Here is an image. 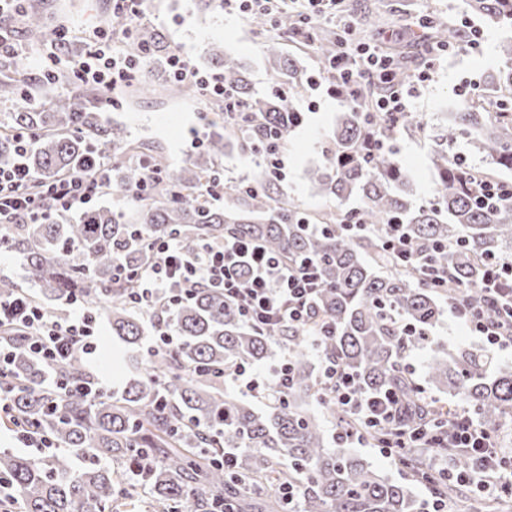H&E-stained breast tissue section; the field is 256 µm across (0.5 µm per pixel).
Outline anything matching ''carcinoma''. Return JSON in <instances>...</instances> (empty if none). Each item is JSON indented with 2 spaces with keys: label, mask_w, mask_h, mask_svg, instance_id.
Returning <instances> with one entry per match:
<instances>
[{
  "label": "carcinoma",
  "mask_w": 512,
  "mask_h": 512,
  "mask_svg": "<svg viewBox=\"0 0 512 512\" xmlns=\"http://www.w3.org/2000/svg\"><path fill=\"white\" fill-rule=\"evenodd\" d=\"M471 11L492 23H512V0H467ZM20 22L29 34L46 36L44 17L24 12ZM432 40L455 45L462 40L454 26L441 20L429 27ZM306 48L322 60L337 50L334 31L304 37ZM142 45L148 48L152 71L168 69L170 49L155 30ZM272 69L273 83L263 95L252 88L240 61L212 44L209 64L224 74L234 89L240 124H212L206 147L194 161L175 166L147 141L131 138L126 126L102 118L97 106L81 98L79 86L55 68L36 84L18 64L4 66L0 100L21 101L9 113L0 133V167L25 162L42 180L73 173L112 148V194L136 210L135 223L157 236H174L185 243L211 242L226 237L253 238L290 262L318 260L322 286L312 301V319L304 325L260 331L249 326L224 296L211 289L173 307L171 323L181 345L147 359L143 371L119 398L83 396L52 390L44 379L80 383L89 369L80 357L51 365L17 355L0 376V391L9 400L4 423L89 458L81 470L69 456L55 454L43 460L0 452V479L11 486L15 500H5L11 512H130L137 491L124 488L123 472L113 468L149 464L141 479L154 493L156 512H212L225 500L235 512H419L408 489L379 474L356 452L344 448L342 435L361 434L372 445L387 435L365 427L336 405L320 384L319 370L309 361V348L330 357L352 373L363 393L395 391L400 397L401 424L419 427L440 422L452 425L451 405L420 399V383L406 368L405 358L430 342L439 301L457 298L467 286L472 301L482 294V259L512 256V204L479 207L465 182L490 169L475 167L469 157L451 148L465 142L497 168L512 170V96H499L487 105L473 103L449 113L440 134L443 144L434 155L437 172L433 200L416 204L408 178L389 151L373 156L356 150L368 134L386 128L379 113L368 105L344 113L336 125L333 143L321 166L311 171L318 189L344 202L360 200L357 221L363 231H345L348 209L307 214L297 203L274 196L276 182L264 174L245 191L239 183L224 184L222 204L197 194L198 188L224 178L219 165L227 149L242 150L260 142L266 127L288 131L285 120L294 111L282 93L292 99L305 88V71L298 61L280 51V42H262ZM172 98H195L196 89L170 79L162 85ZM39 135L19 156L15 131ZM160 167L162 181L149 197L138 200L132 191L143 177L141 161ZM48 218L38 224H0V246L21 258L29 281L38 287L36 298L52 315L63 316L58 303L68 295L91 301L103 311L112 335L138 344L146 338L144 313L130 298L138 288L130 277L116 281L112 261L131 267L141 264L145 249L135 227L107 206L83 212L63 222L50 199L43 200ZM407 225L420 244L441 243L437 255L454 278L443 287L424 281L422 254L416 263L395 260L384 246L382 225L391 218ZM416 330L406 336L402 327ZM288 346L292 380L282 401L257 410L224 390V367L253 366L270 359L275 348ZM492 357L485 351L457 350L434 356L426 370L427 383L463 402L478 422L498 432L512 420V369L486 375ZM306 399L327 406L338 428L336 447H328L320 423L303 406ZM239 453L235 472L224 471V449ZM400 468L428 485L432 494L454 507L465 496L458 484L429 474V458L438 453L452 466L466 464L462 448H404ZM298 489L292 505L279 493L283 485Z\"/></svg>",
  "instance_id": "obj_1"
}]
</instances>
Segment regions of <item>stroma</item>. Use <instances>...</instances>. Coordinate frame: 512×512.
<instances>
[{"label": "stroma", "instance_id": "1", "mask_svg": "<svg viewBox=\"0 0 512 512\" xmlns=\"http://www.w3.org/2000/svg\"><path fill=\"white\" fill-rule=\"evenodd\" d=\"M355 4L368 7L382 6L386 13L385 31L394 40L406 42L407 37L395 30L403 18L426 11L443 13L453 22L472 21L483 31L480 54L453 53L435 67L430 82L421 89L414 101L412 116L421 120L425 132L405 128L391 143L395 160L405 170L418 202L429 201L433 196L436 172L432 157L438 147L440 126L446 125L449 112L463 105L458 93L467 80L486 82L490 73L505 66L498 47L512 38V24L489 25L472 13L467 0H354ZM27 8L43 12L50 17H61L74 30L91 29L93 22L104 20L112 14V0H25ZM148 26L159 31L167 45L189 58L198 69H207L206 51L211 44H222L226 53L243 60L248 66V77L259 92L270 86V65L249 20L217 11L200 10L195 0H148L146 4ZM90 94L99 105L103 118L124 124L132 137L158 144L171 163L183 165L198 155L192 148L194 134H207L218 115L198 100L168 101L163 93L154 98H131L125 101L108 99L98 89ZM317 99L316 108H309L310 99ZM293 106L303 112V123L288 135L286 165L288 176L279 183L284 194L295 198L303 209L319 212L336 206L337 200L322 195L312 183L309 172L322 160L336 124L348 105L323 96L316 97L311 89H304ZM103 348L89 369L96 375L108 378L113 389L124 390L128 382L140 373L145 346H132L113 336L109 324H102ZM431 336L434 347L411 352L407 361L416 378H423L434 348L455 350L479 349L478 337L472 336L467 327L453 319L448 311H441Z\"/></svg>", "mask_w": 512, "mask_h": 512}]
</instances>
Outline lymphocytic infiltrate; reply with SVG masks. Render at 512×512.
I'll return each mask as SVG.
<instances>
[{"label":"lymphocytic infiltrate","instance_id":"obj_1","mask_svg":"<svg viewBox=\"0 0 512 512\" xmlns=\"http://www.w3.org/2000/svg\"><path fill=\"white\" fill-rule=\"evenodd\" d=\"M448 53L446 46L428 45L422 68L401 84L396 80L395 60L385 45L356 42L346 36L336 54L309 74L307 84L311 90L345 103L371 96L373 111L385 114L392 126L398 127L410 118L416 92ZM145 63V55L122 54L98 44L73 61L70 70L79 81L110 91L136 77ZM169 64L174 78L193 85L204 105H226L233 98L222 73L200 71L178 53L170 55ZM109 184L110 170L102 162L45 185L25 164L0 169V224L40 221L45 216L40 199L45 195L52 199L57 212L89 210ZM147 249L148 262L134 272H127L119 260L114 268L116 279L131 274L141 283L134 303L150 314L154 333L148 351L152 354L180 341L172 323L164 318V310L194 299L199 289L222 290L225 301L235 306L246 323L274 329L307 323L311 298L321 285L316 260L292 265L247 239L186 244L172 237L154 236ZM480 288V302L458 298L449 302L450 314L481 338L486 351L512 345V260L485 264ZM65 305L68 315L62 319L37 305L26 292L0 302V369L20 348L47 361L72 356L88 362L95 359L102 346L98 310L74 295L66 298ZM490 307L498 309L497 319L486 318ZM289 367V362H282L265 379L252 367L239 364L229 367L227 373L251 394L277 399L288 386ZM321 374L336 404L366 426L394 429V438L382 449L384 456H394L409 444L410 435L398 427L397 401L391 392L357 394L353 375L332 360L323 362ZM448 445L468 449L469 464L462 469L442 464L439 474L495 499L512 496V457L499 453L491 433L475 423L467 411L456 412Z\"/></svg>","mask_w":512,"mask_h":512}]
</instances>
